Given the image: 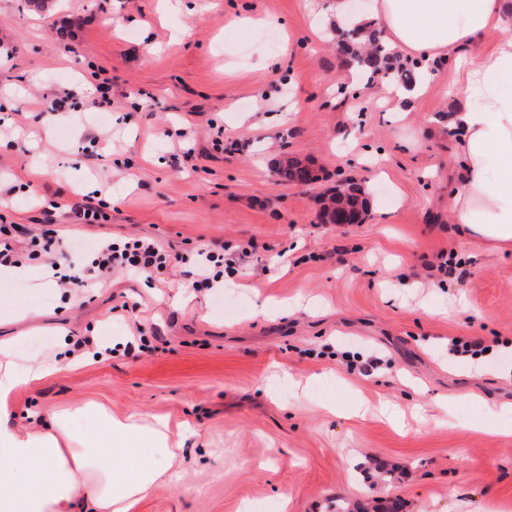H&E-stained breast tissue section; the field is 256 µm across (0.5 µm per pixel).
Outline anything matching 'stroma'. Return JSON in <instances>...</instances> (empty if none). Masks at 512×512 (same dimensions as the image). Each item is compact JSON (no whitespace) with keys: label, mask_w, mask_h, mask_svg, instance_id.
I'll use <instances>...</instances> for the list:
<instances>
[{"label":"stroma","mask_w":512,"mask_h":512,"mask_svg":"<svg viewBox=\"0 0 512 512\" xmlns=\"http://www.w3.org/2000/svg\"><path fill=\"white\" fill-rule=\"evenodd\" d=\"M330 2L0 0L10 244L29 253L53 201L61 267L104 239L169 256L153 278L116 270L79 291L0 276V341L112 349L20 388L19 426L95 402L187 427L177 476L138 512H274L282 495L288 512H512V253L450 219L458 73L441 66L410 100L382 94L381 76L339 63L340 29L368 23L373 0L340 20ZM104 82L98 106L84 88ZM66 90L82 107L52 109ZM291 156L315 182L281 180ZM348 183L365 192L361 222L325 223ZM79 184L107 201L106 223L77 222ZM200 248L237 258L223 287L195 288ZM456 336L492 345L482 371L449 354ZM345 351L386 365L363 376ZM382 399L403 425L348 412Z\"/></svg>","instance_id":"1"}]
</instances>
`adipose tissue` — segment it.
Returning <instances> with one entry per match:
<instances>
[{"label": "adipose tissue", "mask_w": 512, "mask_h": 512, "mask_svg": "<svg viewBox=\"0 0 512 512\" xmlns=\"http://www.w3.org/2000/svg\"><path fill=\"white\" fill-rule=\"evenodd\" d=\"M383 42L415 61L420 79L386 82L408 100L426 89L437 63L475 39L496 34L490 53L459 62L463 105L448 119L460 132L461 188L450 193L451 219L498 251L512 250V0H373ZM0 345V512H138L181 462L167 421L113 417L84 405L42 430L10 422L23 385L67 369Z\"/></svg>", "instance_id": "adipose-tissue-1"}]
</instances>
